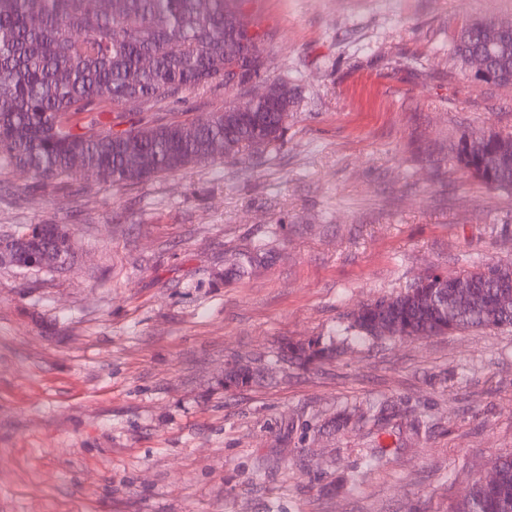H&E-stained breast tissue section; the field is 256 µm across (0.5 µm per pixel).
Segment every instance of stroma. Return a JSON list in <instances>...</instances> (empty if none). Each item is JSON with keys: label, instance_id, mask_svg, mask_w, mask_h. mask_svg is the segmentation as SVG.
<instances>
[{"label": "stroma", "instance_id": "35a3bbf8", "mask_svg": "<svg viewBox=\"0 0 512 512\" xmlns=\"http://www.w3.org/2000/svg\"><path fill=\"white\" fill-rule=\"evenodd\" d=\"M255 83L283 79L281 139L113 188L0 165V237L64 224L58 272L0 265V512H455L512 455V329L348 342L278 361L424 272L512 263V192L452 148L512 133V85L453 55L512 0H244ZM219 84L124 124L222 109ZM268 260L244 275L257 245ZM272 380L224 388L229 364ZM382 402L379 425L331 420ZM385 457L359 484L366 449ZM337 346L334 340L330 339L328 344L319 341H311L306 345H292L286 342L280 348V354L283 360L289 363L311 364L322 361L336 353Z\"/></svg>", "mask_w": 512, "mask_h": 512}]
</instances>
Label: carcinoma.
I'll use <instances>...</instances> for the list:
<instances>
[{"label":"carcinoma","instance_id":"carcinoma-1","mask_svg":"<svg viewBox=\"0 0 512 512\" xmlns=\"http://www.w3.org/2000/svg\"><path fill=\"white\" fill-rule=\"evenodd\" d=\"M242 19L238 0H0V162L28 170L40 182L73 179L86 169L124 187L191 165L236 156L276 142L288 122L292 94L284 89L277 108L261 113L262 125L234 103L197 128L182 121L130 126L112 138V113L135 97L148 107L182 92L220 81L244 89L265 60L257 34ZM485 20L464 27L453 54L464 64L488 61L484 83L512 85V23L495 46ZM457 164L485 185L512 190V134L488 141L460 140ZM9 264L27 268L35 254L52 251L67 261L71 234L62 224L41 232L3 237ZM512 263L480 262L471 270L434 277L428 285L362 305L347 317L346 332L360 339L435 336L472 328L512 329ZM336 342L285 343L282 358L311 364L336 353ZM254 381L241 366L224 377V389ZM457 512H512V456L495 464L493 476L475 481Z\"/></svg>","mask_w":512,"mask_h":512}]
</instances>
